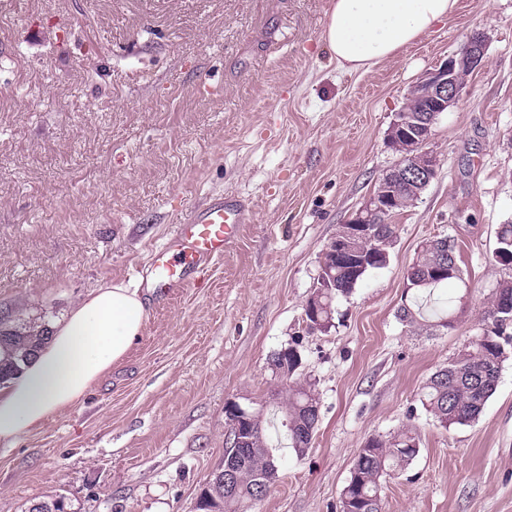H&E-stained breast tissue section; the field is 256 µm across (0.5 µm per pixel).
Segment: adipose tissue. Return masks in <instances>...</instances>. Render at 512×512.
Listing matches in <instances>:
<instances>
[{"label": "adipose tissue", "instance_id": "1", "mask_svg": "<svg viewBox=\"0 0 512 512\" xmlns=\"http://www.w3.org/2000/svg\"><path fill=\"white\" fill-rule=\"evenodd\" d=\"M457 0H331L324 39L347 71H367L447 19ZM147 310L139 289L90 292L49 329L45 342L0 388V442L14 445L85 397L122 362Z\"/></svg>", "mask_w": 512, "mask_h": 512}]
</instances>
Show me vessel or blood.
<instances>
[{
	"mask_svg": "<svg viewBox=\"0 0 512 512\" xmlns=\"http://www.w3.org/2000/svg\"><path fill=\"white\" fill-rule=\"evenodd\" d=\"M251 211L250 203L233 193L191 210L182 224L175 226L167 242L150 251L146 282L155 297L163 301L194 287L196 273L232 247Z\"/></svg>",
	"mask_w": 512,
	"mask_h": 512,
	"instance_id": "vessel-or-blood-1",
	"label": "vessel or blood"
}]
</instances>
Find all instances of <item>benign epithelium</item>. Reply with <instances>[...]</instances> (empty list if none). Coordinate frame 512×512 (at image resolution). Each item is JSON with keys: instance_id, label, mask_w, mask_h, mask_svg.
Segmentation results:
<instances>
[{"instance_id": "obj_1", "label": "benign epithelium", "mask_w": 512, "mask_h": 512, "mask_svg": "<svg viewBox=\"0 0 512 512\" xmlns=\"http://www.w3.org/2000/svg\"><path fill=\"white\" fill-rule=\"evenodd\" d=\"M484 54V40L475 34L470 37L459 52L448 57L438 67L427 71L413 87L411 94L429 105L428 114L416 119L410 110L402 108L395 114L390 131H402L404 147L397 164L388 172L387 180L423 185L429 183L437 174L439 160L437 155L427 148L432 125L436 117L456 104L463 94L464 86L457 77L462 71L475 70ZM392 192L382 188L369 197L356 214L347 220L351 233L371 238L368 223L375 213H392ZM249 410L239 406L228 412L229 432L227 442L234 445L240 441V434L248 422Z\"/></svg>"}]
</instances>
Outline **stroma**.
<instances>
[{
  "label": "stroma",
  "mask_w": 512,
  "mask_h": 512,
  "mask_svg": "<svg viewBox=\"0 0 512 512\" xmlns=\"http://www.w3.org/2000/svg\"><path fill=\"white\" fill-rule=\"evenodd\" d=\"M331 0H0V312L46 324L92 290L142 283L150 249L226 192L251 223L196 287L148 305L123 362L15 446L0 512H197L228 411L273 405L274 352L297 347L319 421L252 512H341L367 440L409 429L418 456L384 479L383 512H512V325L494 394L443 427L425 383L488 325L512 268V0H457L445 22L366 72L323 34ZM481 33V65L440 113L437 176L395 217L387 265L308 331L305 306L340 224L398 161L387 139L423 74ZM455 243L452 324L400 318L421 244ZM497 247L493 253L494 262L512 267V224L499 225L497 232Z\"/></svg>",
  "instance_id": "1"
}]
</instances>
